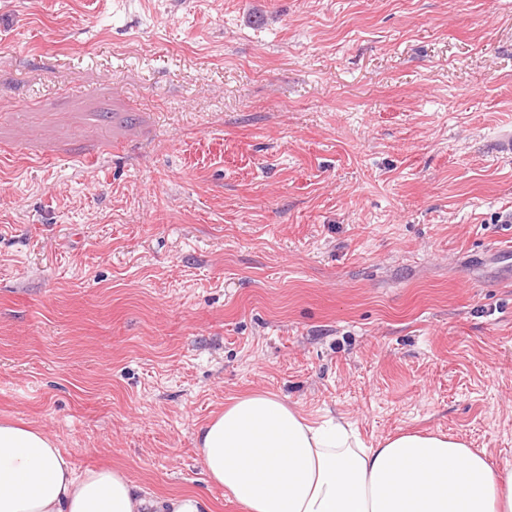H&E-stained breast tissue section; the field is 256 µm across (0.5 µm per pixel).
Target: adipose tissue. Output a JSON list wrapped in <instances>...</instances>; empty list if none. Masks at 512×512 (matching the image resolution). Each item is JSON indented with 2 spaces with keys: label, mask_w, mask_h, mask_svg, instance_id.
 <instances>
[{
  "label": "adipose tissue",
  "mask_w": 512,
  "mask_h": 512,
  "mask_svg": "<svg viewBox=\"0 0 512 512\" xmlns=\"http://www.w3.org/2000/svg\"><path fill=\"white\" fill-rule=\"evenodd\" d=\"M210 482L246 512H512V467L445 434L365 445L272 393L239 397L200 426ZM0 512H211L196 493L160 497L118 468L77 470L45 432L0 420Z\"/></svg>",
  "instance_id": "ef3b65f1"
}]
</instances>
